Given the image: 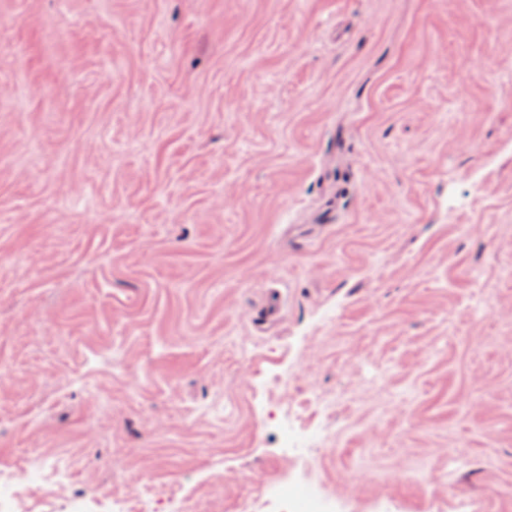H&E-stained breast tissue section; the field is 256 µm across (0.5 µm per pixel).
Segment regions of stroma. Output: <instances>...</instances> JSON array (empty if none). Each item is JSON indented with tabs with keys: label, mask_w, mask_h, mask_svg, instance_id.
<instances>
[{
	"label": "stroma",
	"mask_w": 512,
	"mask_h": 512,
	"mask_svg": "<svg viewBox=\"0 0 512 512\" xmlns=\"http://www.w3.org/2000/svg\"><path fill=\"white\" fill-rule=\"evenodd\" d=\"M36 468L14 512H512V0H0ZM249 512H334L312 482L287 479L263 489L248 506Z\"/></svg>",
	"instance_id": "35a3bbf8"
}]
</instances>
